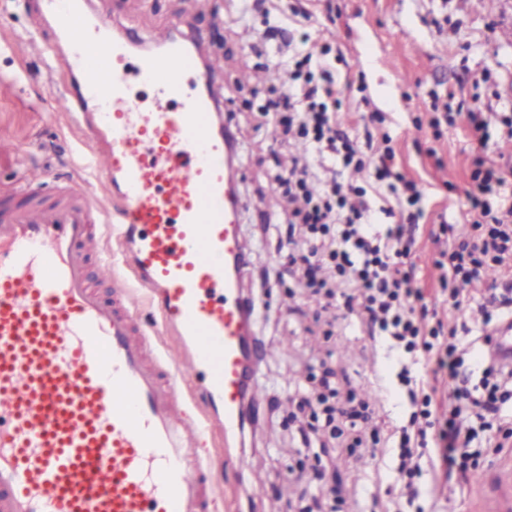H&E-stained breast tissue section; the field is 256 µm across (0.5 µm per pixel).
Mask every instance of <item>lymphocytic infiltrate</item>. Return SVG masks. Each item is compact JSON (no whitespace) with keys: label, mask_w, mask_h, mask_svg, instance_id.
Returning <instances> with one entry per match:
<instances>
[{"label":"lymphocytic infiltrate","mask_w":512,"mask_h":512,"mask_svg":"<svg viewBox=\"0 0 512 512\" xmlns=\"http://www.w3.org/2000/svg\"><path fill=\"white\" fill-rule=\"evenodd\" d=\"M329 43L313 42L289 54L285 64L288 91L267 100L261 110L273 148L302 143L311 162L281 166L267 173L269 185L301 201L287 229V262L276 270L279 281L322 296L325 308L343 303L346 320L363 326L370 338L387 342L401 365L397 380L413 408L410 424L377 423V404L346 408L337 401L335 384L307 374L298 389L309 418L299 429L303 447L320 440L351 437L355 446H368L372 460L384 461L396 451L397 471L415 481L420 468L418 448L432 449L444 471L467 473L478 433L466 427L468 417L492 419L502 438L512 439V413L504 405L512 399V368L483 355V391L472 396L462 385V360L457 357V329L431 320L422 288L416 287L411 259L413 229L422 216L426 196L420 184L402 173L393 144H385L375 167H367L357 141L339 128L338 109L344 85L333 74ZM470 135L480 146L472 158L468 195L473 220L441 225L453 247L436 259L440 291L453 308H460L459 284L487 295L489 304L512 305V205L502 202V190L512 182V161L494 160L485 151L493 137L484 112L467 115ZM364 175L363 185L336 179L321 180L316 166ZM385 191L398 201L384 215L399 216L396 224H380L368 192ZM425 420L426 428L414 423Z\"/></svg>","instance_id":"1"}]
</instances>
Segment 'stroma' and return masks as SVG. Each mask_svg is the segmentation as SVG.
Returning a JSON list of instances; mask_svg holds the SVG:
<instances>
[{
  "instance_id": "stroma-1",
  "label": "stroma",
  "mask_w": 512,
  "mask_h": 512,
  "mask_svg": "<svg viewBox=\"0 0 512 512\" xmlns=\"http://www.w3.org/2000/svg\"><path fill=\"white\" fill-rule=\"evenodd\" d=\"M93 5L97 13L132 23L140 32L177 20L197 35L205 53L224 63L223 117L238 137L244 239L252 251L247 286L258 305L256 331L263 341L282 344L283 350L261 367L265 398L245 444L228 445L220 436L212 441V456L226 459L219 477V512H288L292 506L312 505L323 483L341 490V512H479L480 475L512 467V453H496L487 441L466 483L433 473L428 457H419L414 497L395 468L364 462L345 449H336V464L327 467L320 482L312 477V458L297 454L293 396L308 365L326 364L337 382L367 391L384 404L395 424L406 423L409 409L405 396L371 385L375 373L391 369L381 343L372 342L355 325L325 339L326 326L317 319L320 303L293 294L288 283L266 279V270L281 260L275 246L289 215L281 196L269 190L266 173L274 160L301 159L306 152L294 145L272 157L258 108L282 88L269 82L239 83L235 73L245 63L255 69L277 65L268 35L280 28L298 38L335 43L340 53L335 72L348 83L343 121L353 122L361 112L385 113V124L372 130L373 141L381 143L386 135L394 139L399 166L420 182L426 195V216L412 260L429 308L449 323L464 322L472 329L460 335L458 347L475 387L483 377L476 364L477 341L488 337L490 327L479 300L464 301L454 310L438 292L439 272L433 262L447 238L436 229L443 220L464 224L470 218L473 148L467 112L488 106L497 116L512 115V0H211L208 13L196 12L195 0H93ZM15 70L23 71L27 81L20 95L0 87V135L16 140L24 153L0 152V185L13 183L25 164L43 167L56 179L72 177L77 160L90 154L92 146L64 113L39 106L60 76L48 73L40 55L0 57V71ZM436 107L448 108L455 118L453 125L442 126L438 139L428 125ZM428 146L436 149V158L425 155ZM240 453L254 457L256 466L240 471L233 460Z\"/></svg>"
}]
</instances>
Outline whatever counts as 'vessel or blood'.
I'll list each match as a JSON object with an SVG mask.
<instances>
[{
  "label": "vessel or blood",
  "mask_w": 512,
  "mask_h": 512,
  "mask_svg": "<svg viewBox=\"0 0 512 512\" xmlns=\"http://www.w3.org/2000/svg\"><path fill=\"white\" fill-rule=\"evenodd\" d=\"M47 67L75 77L42 99L96 147L100 189L19 176L0 186V512H215L214 435L231 441L263 401L270 346L253 337L239 157L218 60L178 24L128 38L88 0H36ZM153 100L131 92L132 79ZM130 276L101 275L105 230ZM150 288L147 325L133 282ZM176 332L181 357L160 354ZM512 366V320L493 329ZM210 373L197 414L180 384ZM483 512H512V473L483 475Z\"/></svg>",
  "instance_id": "obj_1"
}]
</instances>
